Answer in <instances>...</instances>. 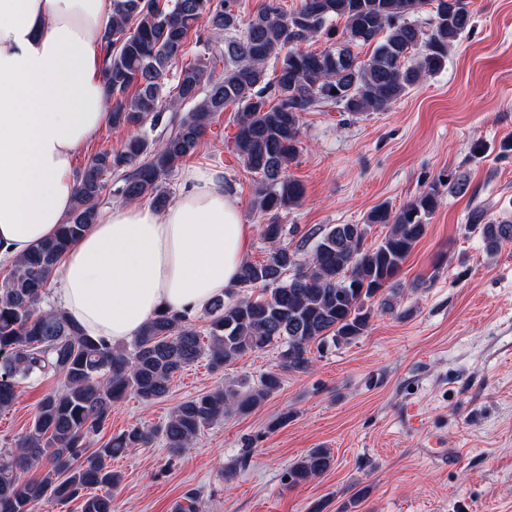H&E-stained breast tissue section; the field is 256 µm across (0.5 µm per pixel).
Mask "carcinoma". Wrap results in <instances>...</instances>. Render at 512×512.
I'll list each match as a JSON object with an SVG mask.
<instances>
[{"label": "carcinoma", "instance_id": "cac0c4a2", "mask_svg": "<svg viewBox=\"0 0 512 512\" xmlns=\"http://www.w3.org/2000/svg\"><path fill=\"white\" fill-rule=\"evenodd\" d=\"M425 0H301L287 12L278 0L240 21V0H112L101 34L106 56L108 126L123 128L118 150L89 158L76 178V204L56 234L36 244L0 282V411L10 408L19 384L53 375L61 387L39 402L34 419L11 447L0 448V512H32L43 500H81V512H112L120 475L112 457L158 439L173 456L195 447L224 417L247 414L281 387L268 372L241 392L221 388L177 405L160 427L134 426L89 451L88 438L105 429L112 404L126 395L153 402L172 380L201 358L214 369L280 348L282 370L305 374L311 348L350 344L364 335L374 309L395 313V278L438 206L440 188L462 194V175L433 183L397 211L375 208L362 224H334L316 234L308 259L281 244L280 214L300 204L302 183L288 174L299 152L304 112L339 107L351 116L382 112L440 71L459 37L473 27L468 3L435 0L423 26L414 19ZM344 22L341 34L330 23ZM200 52L185 62L190 34ZM331 46L303 51L318 34ZM374 45L362 59L355 48ZM274 71L268 72V64ZM234 109L236 148L255 176L253 204L265 216L261 235L268 256L246 261L238 286L252 295L206 310L201 333L185 314H157L130 346L86 335L59 311L40 307L64 253L96 223L103 192L127 202L147 198L169 205L166 181L192 157L207 128ZM376 224L389 231L367 244ZM493 251L512 242V219L471 216ZM333 455L312 448L285 474L299 485L327 472ZM42 468L38 478L22 472Z\"/></svg>", "mask_w": 512, "mask_h": 512}]
</instances>
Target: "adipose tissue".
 Listing matches in <instances>:
<instances>
[{"mask_svg": "<svg viewBox=\"0 0 512 512\" xmlns=\"http://www.w3.org/2000/svg\"><path fill=\"white\" fill-rule=\"evenodd\" d=\"M112 0H0V264L74 205L77 150L110 118L100 31ZM251 234L215 173L185 168L164 210L120 203L63 256L51 306L117 345L163 310L195 315L237 286Z\"/></svg>", "mask_w": 512, "mask_h": 512, "instance_id": "adipose-tissue-1", "label": "adipose tissue"}]
</instances>
